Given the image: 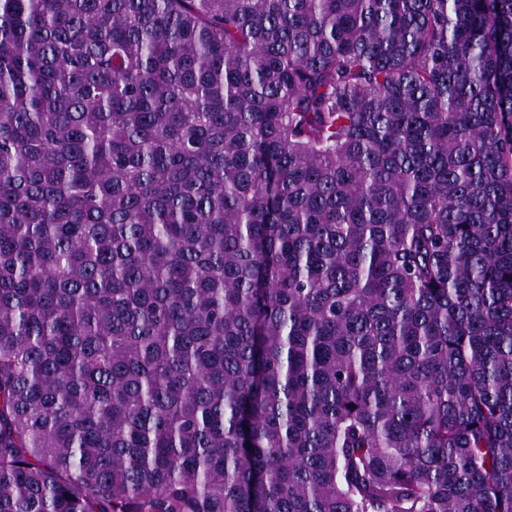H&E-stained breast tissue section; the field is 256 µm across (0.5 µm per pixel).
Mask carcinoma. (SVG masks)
Masks as SVG:
<instances>
[{"label": "carcinoma", "instance_id": "carcinoma-1", "mask_svg": "<svg viewBox=\"0 0 512 512\" xmlns=\"http://www.w3.org/2000/svg\"><path fill=\"white\" fill-rule=\"evenodd\" d=\"M0 512H512V0H0Z\"/></svg>", "mask_w": 512, "mask_h": 512}]
</instances>
